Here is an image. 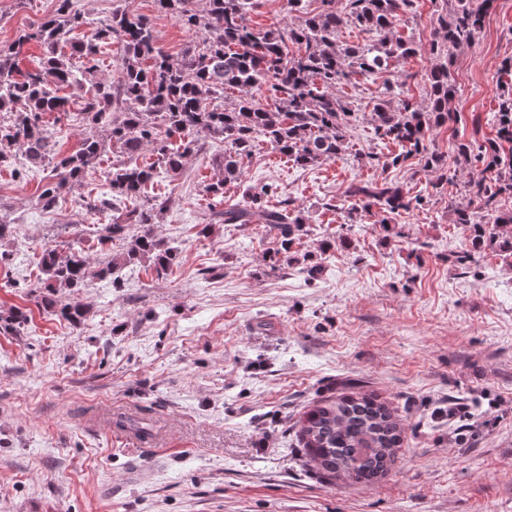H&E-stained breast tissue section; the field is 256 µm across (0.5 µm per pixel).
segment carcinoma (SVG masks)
I'll return each instance as SVG.
<instances>
[{
  "label": "carcinoma",
  "instance_id": "1",
  "mask_svg": "<svg viewBox=\"0 0 512 512\" xmlns=\"http://www.w3.org/2000/svg\"><path fill=\"white\" fill-rule=\"evenodd\" d=\"M441 2L451 4V10L439 15L435 28L427 104L421 106L401 91L395 101L378 100L370 112L376 138L398 147L382 166L398 167L418 157L423 169L436 175L437 187L448 183V156L429 150L426 138L432 129L457 121L452 112L456 86L450 50L475 40L494 0ZM154 3L157 11L199 33V40L172 56L158 46L146 17L117 8L90 38L73 43L67 57L61 43L86 20L72 10L71 0H57L55 13L35 31L20 34L11 49L0 50V112L9 115L6 121L0 118V164L10 161L15 149L25 157L27 169L49 168L47 183L37 196L38 206L48 210L61 194L82 186L86 170L99 161L106 143L112 144L117 159L104 180L106 191L90 209H109L114 196L135 201L96 228L100 245L123 243L122 250L99 270L101 278L115 282L119 271L135 259L148 260L159 274L174 264L177 252L151 231L169 200L140 203L138 199L160 175L179 173L201 138L218 139L224 142V151L212 158L217 176L205 185L213 206L212 223L265 224L275 233L273 262L280 254L290 265L310 260L291 253L306 219L287 203L265 205L271 186L248 187L240 200L227 206L224 187L240 180L243 162L260 142L300 168L343 155L357 114L336 89L358 76L389 73L395 63L416 54L412 39L396 35L414 0H345L339 10L335 0H321V9L304 13L297 25L288 28L248 26L245 16L257 0H205L201 11L196 0ZM349 25L365 28L374 40L340 41V31ZM32 40L39 44L41 57L35 67L24 70L20 57ZM113 42L123 47L121 65L111 79L94 83L90 96L80 102L89 131L72 152H55L43 116L68 111L74 100L60 90L82 88L98 68L102 46ZM72 56L82 60V67L72 65ZM227 88L238 91L230 107L220 104ZM494 126L492 138L455 144V162L479 169V177L469 183L461 200L448 203V211L453 223L468 229L473 250L512 257V210L497 206L501 199L512 198V85L507 83L499 96ZM101 131L108 132V139L99 135ZM147 149L156 161H140ZM346 193L356 200L354 215L377 216V223L384 226L422 205L421 198L392 181H353ZM39 264L44 305L58 309L67 321H81L83 305L55 300L59 288L84 286L88 264L81 246L73 244L62 252L47 245ZM0 321L4 328L16 329L27 322V314L13 308L0 315ZM116 425L151 436L145 418L122 416ZM402 433V419L366 394L315 403L297 429L320 474L363 485L387 474Z\"/></svg>",
  "mask_w": 512,
  "mask_h": 512
}]
</instances>
